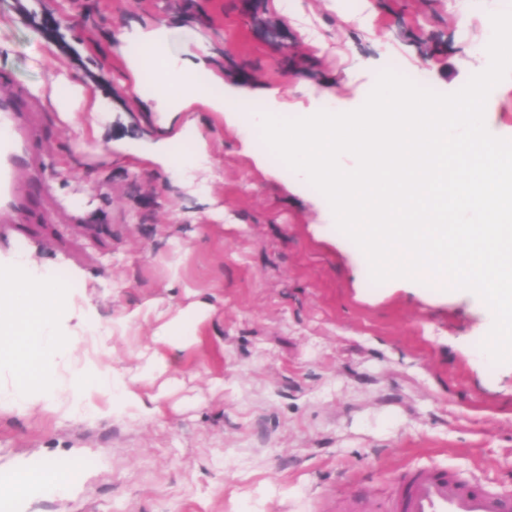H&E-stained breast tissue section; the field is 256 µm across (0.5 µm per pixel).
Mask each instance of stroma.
<instances>
[{
	"label": "stroma",
	"instance_id": "stroma-1",
	"mask_svg": "<svg viewBox=\"0 0 512 512\" xmlns=\"http://www.w3.org/2000/svg\"><path fill=\"white\" fill-rule=\"evenodd\" d=\"M0 0V73L34 91L51 76L112 104L97 137L48 114L59 198L86 227L0 228V266L64 273L85 353L132 373L139 352L173 353L178 383L145 419L0 402V471L68 459L79 482L33 489L20 512H337L353 492L388 501L406 469L438 464L512 489V362L482 344L487 309L465 290L370 285L356 245L332 233L327 199L274 160L259 132L205 106L210 162L177 185L137 150L159 116L134 89L117 35L164 29L168 50L204 46L227 92L288 116L359 108L401 63L428 89L478 73L462 58L487 36L488 0ZM67 48L53 58L43 10ZM106 72L108 85L95 82ZM179 267L180 280L170 269ZM214 312L177 349L158 341L178 310ZM153 305L148 321L113 320Z\"/></svg>",
	"mask_w": 512,
	"mask_h": 512
}]
</instances>
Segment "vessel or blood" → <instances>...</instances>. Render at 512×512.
Wrapping results in <instances>:
<instances>
[{
  "instance_id": "1",
  "label": "vessel or blood",
  "mask_w": 512,
  "mask_h": 512,
  "mask_svg": "<svg viewBox=\"0 0 512 512\" xmlns=\"http://www.w3.org/2000/svg\"><path fill=\"white\" fill-rule=\"evenodd\" d=\"M47 106L23 84L0 81V224H52L60 207L45 173ZM340 512H512V492L453 468L407 470L386 509L369 499L343 497Z\"/></svg>"
}]
</instances>
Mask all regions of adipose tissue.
<instances>
[{"mask_svg": "<svg viewBox=\"0 0 512 512\" xmlns=\"http://www.w3.org/2000/svg\"><path fill=\"white\" fill-rule=\"evenodd\" d=\"M49 102L56 112L71 121L87 111L104 116L111 109L107 102L89 103L84 85L69 80L52 82ZM67 305L68 299L59 285L18 279L10 271L0 269V350H10L18 358V382L8 394L13 405L21 409L28 406V385L48 388L61 381L69 393L71 410L92 409L91 395L96 392L119 402L123 409L156 415L160 410V394L145 399L130 384L134 381L149 384L167 374L172 366L167 356L148 358L131 381L86 358L70 360L68 376H61L62 350L74 349L83 341L82 336H62L57 332L55 316ZM74 478L71 462L56 461L37 471H19L15 476V490L21 495L38 483L48 490L63 492Z\"/></svg>", "mask_w": 512, "mask_h": 512, "instance_id": "1", "label": "adipose tissue"}]
</instances>
